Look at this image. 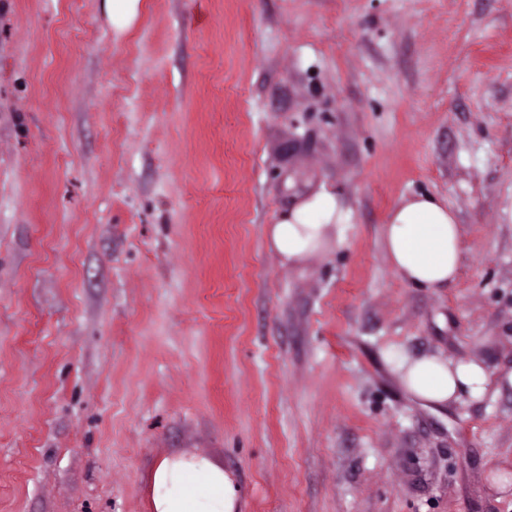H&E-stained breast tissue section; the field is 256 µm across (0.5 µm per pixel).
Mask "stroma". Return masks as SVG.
<instances>
[{
    "instance_id": "stroma-1",
    "label": "stroma",
    "mask_w": 512,
    "mask_h": 512,
    "mask_svg": "<svg viewBox=\"0 0 512 512\" xmlns=\"http://www.w3.org/2000/svg\"><path fill=\"white\" fill-rule=\"evenodd\" d=\"M352 220L285 266L265 228ZM455 279H399L402 198ZM485 365L407 395L390 353ZM204 454L242 512H512V0H0V512H148ZM112 14V25L122 30L128 27L138 14L141 0H105ZM350 221L351 211L336 192L322 187L295 199L275 224L268 225L267 245L282 264H297L327 249L336 230L340 234ZM393 272L417 288H441L459 269L464 243L455 213L430 194L401 200L382 230Z\"/></svg>"
}]
</instances>
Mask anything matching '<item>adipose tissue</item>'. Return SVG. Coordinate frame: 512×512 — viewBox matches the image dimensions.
I'll return each mask as SVG.
<instances>
[{"mask_svg": "<svg viewBox=\"0 0 512 512\" xmlns=\"http://www.w3.org/2000/svg\"><path fill=\"white\" fill-rule=\"evenodd\" d=\"M351 212L336 192L320 189L295 199L266 229L269 250L281 263L297 264L327 249ZM393 272L408 285L439 288L459 269L464 243L455 213L429 194H415L391 210L382 230ZM407 394L442 406L462 395L482 397L488 383L483 365L456 363L439 356L393 355ZM234 473L212 458L190 452L158 460L148 485L150 512H240Z\"/></svg>", "mask_w": 512, "mask_h": 512, "instance_id": "1", "label": "adipose tissue"}]
</instances>
